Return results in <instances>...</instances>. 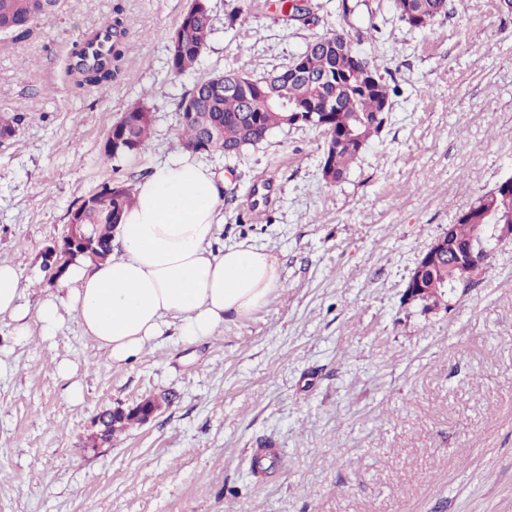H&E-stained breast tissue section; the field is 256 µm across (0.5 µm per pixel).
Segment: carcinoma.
<instances>
[{"mask_svg": "<svg viewBox=\"0 0 512 512\" xmlns=\"http://www.w3.org/2000/svg\"><path fill=\"white\" fill-rule=\"evenodd\" d=\"M60 0L52 5L40 0H0V43L16 41L31 33L38 22L48 16L46 10L57 11ZM448 0H411L412 9L427 18L421 29L430 26L438 15L446 11ZM313 7L300 4L299 0H281L280 14L286 21L302 24L310 22ZM204 12L211 14L209 0H190L181 15L175 30L186 33L187 48L177 53L169 52L170 71L182 75L195 68L204 53L212 30V18L189 24L192 16ZM351 10L347 0H341V16L336 28L318 36L309 43L303 54L311 66L306 77H288V66L264 72L260 77L229 69L221 73L200 77L177 104L178 111L195 107L194 118L180 120L181 142L208 140L205 153L222 154L230 159L241 154L252 145L257 133L271 134L291 124L289 109L305 108L312 104L319 108L309 125L323 129L336 143L331 155L334 179L346 177L359 155L355 140L369 144L383 125L377 118V111L383 103L398 93V87L390 85L382 76L369 83L352 69L349 53L344 49L347 33L344 23L348 22ZM249 15L245 0H229L226 19L229 26L244 24ZM126 30L122 21L115 17L104 19L94 31L74 41L72 61L66 74L76 88L93 87L105 89L119 72L124 54L119 42ZM236 78L243 89L234 93L224 91V83ZM330 107H325L326 101ZM129 120L124 126L126 139L114 143L105 138L102 156L106 161L139 152L148 143L152 133L153 118L150 109L142 102L127 108ZM23 120L22 110L0 113V133L8 137L15 133L16 126ZM102 206L87 207L82 202L70 216L83 224V233L92 248L86 252L72 253L62 267H67L79 257L105 260L112 254L110 212L119 214L134 203V189L124 183L101 185L95 192ZM512 221V186H503L495 192H486L460 213L453 224L450 244L468 246L475 252L482 251L484 238L475 233L476 224L509 223ZM455 271L442 262L434 265L427 274L424 286L432 289L424 299V307H438L445 303L443 288H451ZM140 421L136 410H128L116 421H108L107 438Z\"/></svg>", "mask_w": 512, "mask_h": 512, "instance_id": "1", "label": "carcinoma"}]
</instances>
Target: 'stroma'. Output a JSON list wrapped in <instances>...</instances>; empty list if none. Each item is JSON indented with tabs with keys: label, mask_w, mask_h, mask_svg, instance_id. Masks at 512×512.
<instances>
[{
	"label": "stroma",
	"mask_w": 512,
	"mask_h": 512,
	"mask_svg": "<svg viewBox=\"0 0 512 512\" xmlns=\"http://www.w3.org/2000/svg\"><path fill=\"white\" fill-rule=\"evenodd\" d=\"M283 22L251 0L249 23L213 31L193 71L172 75L167 35L188 0H61L25 40L0 47V112L23 106L0 142V262L29 304L56 292L45 266L73 211L101 184L136 185L180 152L177 103L201 76L286 65L336 27ZM349 36L400 92L345 179L325 181L326 135L285 127L224 174L212 242H248L280 265L282 288L194 344L170 336L128 366L65 318L51 341L15 344L0 318V512H512V241L495 244L447 306L406 302L422 253L480 193L512 176V14L500 0H448L423 31L393 0H344ZM125 60L107 91L66 76L71 45L113 6ZM381 30L371 39L369 23ZM144 102L149 150L102 158L106 133ZM60 361L84 362L66 395ZM163 397L156 415L91 444L101 412ZM274 453L278 464L252 471Z\"/></svg>",
	"instance_id": "35a3bbf8"
}]
</instances>
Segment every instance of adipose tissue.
Here are the masks:
<instances>
[{"mask_svg": "<svg viewBox=\"0 0 512 512\" xmlns=\"http://www.w3.org/2000/svg\"><path fill=\"white\" fill-rule=\"evenodd\" d=\"M223 193V173L188 153L171 156L136 185L111 256L71 264L60 294L34 310L15 268L0 262V315L15 343L35 332L54 338L68 313L113 364L124 365L165 334L209 339L264 306L282 285L276 258L245 243L211 247L224 222Z\"/></svg>", "mask_w": 512, "mask_h": 512, "instance_id": "1", "label": "adipose tissue"}]
</instances>
